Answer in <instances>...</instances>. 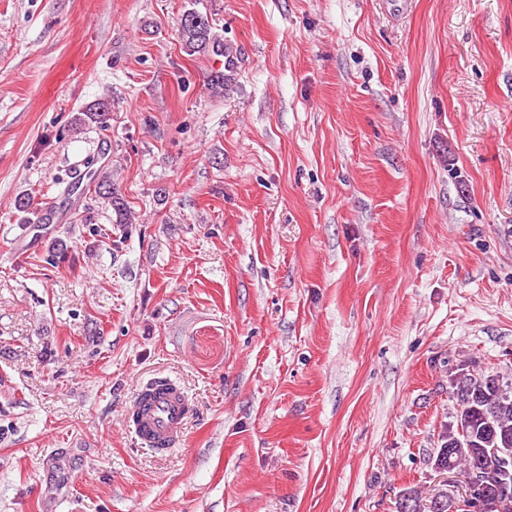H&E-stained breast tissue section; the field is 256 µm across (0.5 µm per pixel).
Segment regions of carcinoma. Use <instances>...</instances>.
Masks as SVG:
<instances>
[{
    "instance_id": "cac0c4a2",
    "label": "carcinoma",
    "mask_w": 512,
    "mask_h": 512,
    "mask_svg": "<svg viewBox=\"0 0 512 512\" xmlns=\"http://www.w3.org/2000/svg\"><path fill=\"white\" fill-rule=\"evenodd\" d=\"M180 34L184 46L190 51H210L217 55L223 53L222 43L213 33L208 16L197 11L183 15ZM111 114V103L98 101L79 113L75 125L94 124L105 128ZM89 177L96 181L95 191L98 196L116 214V223H129L126 204L114 191L110 177L94 172ZM14 206L26 224H49L55 216L52 207L34 205V200L27 194L16 198ZM451 387L457 413L455 420L441 435V464L445 466L451 461L461 466L470 464L476 458H483L484 484L479 492L482 500L493 498L499 493L496 475L506 466L511 471L508 489L512 492V451L500 450L502 440L512 442V381L494 374L476 377L462 371L452 378Z\"/></svg>"
}]
</instances>
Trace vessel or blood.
<instances>
[{
    "label": "vessel or blood",
    "instance_id": "vessel-or-blood-1",
    "mask_svg": "<svg viewBox=\"0 0 512 512\" xmlns=\"http://www.w3.org/2000/svg\"><path fill=\"white\" fill-rule=\"evenodd\" d=\"M190 401L172 381L145 386L125 417L127 427L141 444L155 450H170L182 438Z\"/></svg>",
    "mask_w": 512,
    "mask_h": 512
}]
</instances>
